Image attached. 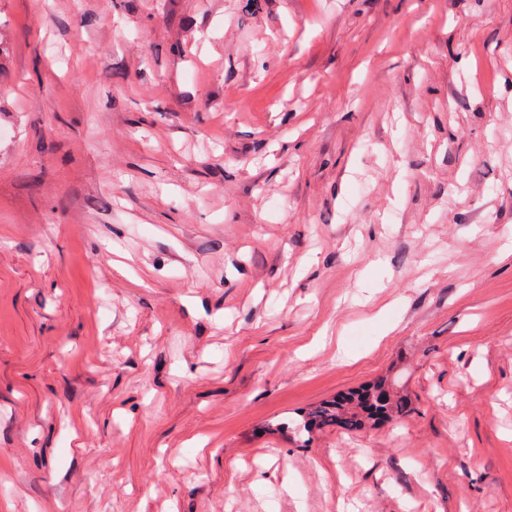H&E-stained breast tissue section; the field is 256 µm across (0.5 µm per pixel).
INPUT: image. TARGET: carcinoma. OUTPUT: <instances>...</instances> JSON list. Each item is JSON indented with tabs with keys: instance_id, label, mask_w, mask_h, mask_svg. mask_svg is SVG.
Wrapping results in <instances>:
<instances>
[{
	"instance_id": "carcinoma-1",
	"label": "carcinoma",
	"mask_w": 512,
	"mask_h": 512,
	"mask_svg": "<svg viewBox=\"0 0 512 512\" xmlns=\"http://www.w3.org/2000/svg\"><path fill=\"white\" fill-rule=\"evenodd\" d=\"M411 411V400L404 394L389 390L387 381H375L311 406L304 413L288 420L271 423V430H291L305 437L314 430L336 426L350 432L376 428L384 422Z\"/></svg>"
}]
</instances>
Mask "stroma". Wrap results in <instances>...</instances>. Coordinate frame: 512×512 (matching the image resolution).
Returning a JSON list of instances; mask_svg holds the SVG:
<instances>
[{"label": "stroma", "mask_w": 512, "mask_h": 512, "mask_svg": "<svg viewBox=\"0 0 512 512\" xmlns=\"http://www.w3.org/2000/svg\"><path fill=\"white\" fill-rule=\"evenodd\" d=\"M508 74L512 0H0V512H512ZM411 411V400L404 394L391 392L386 379L378 378L346 393L311 406L303 414L290 420L271 423V430H291L298 438L314 430L336 426L350 432L376 428L393 417Z\"/></svg>", "instance_id": "stroma-1"}]
</instances>
